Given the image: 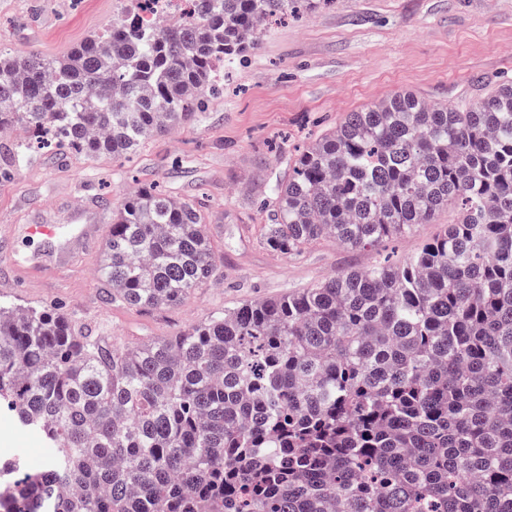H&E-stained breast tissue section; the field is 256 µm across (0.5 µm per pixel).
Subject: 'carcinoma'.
Masks as SVG:
<instances>
[{
	"label": "carcinoma",
	"mask_w": 512,
	"mask_h": 512,
	"mask_svg": "<svg viewBox=\"0 0 512 512\" xmlns=\"http://www.w3.org/2000/svg\"><path fill=\"white\" fill-rule=\"evenodd\" d=\"M326 0L133 11L58 58L0 55V135L85 154L180 126L263 22ZM264 244L351 248L455 222L402 264L118 349L53 308L0 303V407L55 448L0 468V512H512V84L460 109L399 92L349 112L269 188ZM202 203L112 210V298L181 303L219 271Z\"/></svg>",
	"instance_id": "obj_1"
}]
</instances>
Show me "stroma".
Here are the masks:
<instances>
[{
	"label": "stroma",
	"mask_w": 512,
	"mask_h": 512,
	"mask_svg": "<svg viewBox=\"0 0 512 512\" xmlns=\"http://www.w3.org/2000/svg\"><path fill=\"white\" fill-rule=\"evenodd\" d=\"M123 7L124 0H0V55H63ZM507 82L512 0H333L266 27L255 50L225 61L223 89L207 95L185 124L143 140L124 157L29 150L26 132L15 131L0 138L21 157L10 177H0V225L107 228L126 193L152 187L203 203L223 262L220 275L183 302L154 309L108 300L98 247L50 270L9 271L0 261V273L10 274L0 282V302L58 309L127 348L183 334L241 303L370 267L386 255L403 263L455 221V208L375 249L326 240L289 255L262 241L270 185L287 175L296 149L346 113L401 91L462 108ZM50 458L40 435L0 413V463L36 472Z\"/></svg>",
	"instance_id": "obj_1"
}]
</instances>
